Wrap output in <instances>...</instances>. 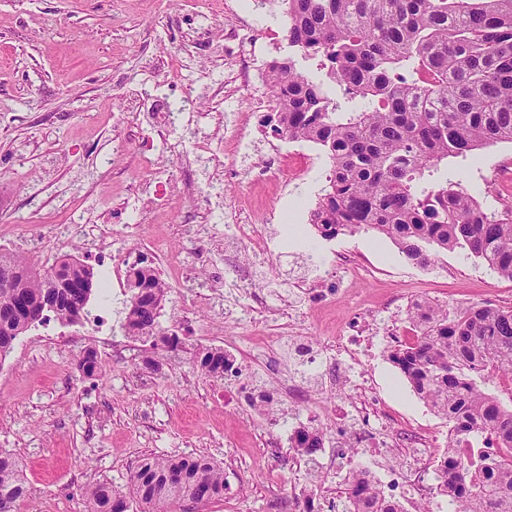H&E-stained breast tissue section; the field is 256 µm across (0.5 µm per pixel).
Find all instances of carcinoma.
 Instances as JSON below:
<instances>
[{
	"mask_svg": "<svg viewBox=\"0 0 512 512\" xmlns=\"http://www.w3.org/2000/svg\"><path fill=\"white\" fill-rule=\"evenodd\" d=\"M289 46L315 62L302 70L292 57L271 62L265 80L281 109L265 124L284 139L318 145L331 175L309 223L324 237L372 232L391 239L414 265L432 252L468 251L512 280V207L492 212L459 182L448 181V157L512 143V0H280ZM344 87L342 108L328 84ZM75 278L93 268L69 255ZM29 270L16 284L21 307L80 320L90 301L58 288L49 270L0 252V266ZM128 336H156L166 284L150 265L128 271ZM409 319L420 335L388 350V360L413 391L464 440H495L512 451V399L486 393L489 371L512 378V310L474 305L450 310L416 302ZM38 322L22 323L12 305L0 306V359ZM203 370L224 376L227 355L209 350ZM323 434L310 429L297 448L311 453ZM367 472L351 475L349 512H403L372 490ZM130 491L150 512L224 497V469L205 457H151L130 475ZM439 493L459 512H512V463L487 458L478 467L444 457ZM28 495L20 464L0 452V512H15ZM85 512H129L126 493L87 487Z\"/></svg>",
	"mask_w": 512,
	"mask_h": 512,
	"instance_id": "obj_1",
	"label": "carcinoma"
}]
</instances>
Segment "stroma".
<instances>
[{
  "instance_id": "1",
  "label": "stroma",
  "mask_w": 512,
  "mask_h": 512,
  "mask_svg": "<svg viewBox=\"0 0 512 512\" xmlns=\"http://www.w3.org/2000/svg\"><path fill=\"white\" fill-rule=\"evenodd\" d=\"M218 24L254 37L216 50ZM284 27L275 0H0V240L42 236L38 264L51 267L61 255L81 256L72 214L83 211L87 224L108 227L102 243L116 292L108 304L93 294L79 323L52 319L19 336L0 362V451L19 459L30 490L16 512H83L87 486L123 491L142 458L188 453L222 466L227 487L223 500L187 503L184 512H289L298 497L326 512L322 474L336 462L298 453L292 434L318 427L324 447H335L354 414L350 376L373 382L393 426L431 438L447 432L386 350L410 328L407 303L454 310L492 297L512 309V280L465 250L421 267L388 238L327 239L309 224L328 160L312 143L274 135L256 110V95L269 91L267 65L292 53ZM171 99L190 106L184 141L199 125L222 136L233 172L191 152L166 156L154 119ZM299 147L316 162L298 179L280 159ZM146 163L160 179L194 184L195 197L173 194L132 212ZM447 170L484 208L512 206L511 143L449 158ZM241 223L256 225L268 250L239 240ZM158 254L184 260L165 276L159 317L180 338L174 350L121 328L123 261ZM344 254L357 262L358 279L338 266ZM186 277L207 284L189 324L180 316ZM257 287L275 303L264 319L225 317ZM358 306L375 317L355 336L348 318ZM104 308L108 337L93 326ZM336 336L356 365L338 358L312 379L297 348L318 357ZM87 349L98 362L92 376L78 367ZM211 349L232 355L233 371L217 378L202 370L200 354ZM262 391L273 402L258 410L249 398Z\"/></svg>"
}]
</instances>
